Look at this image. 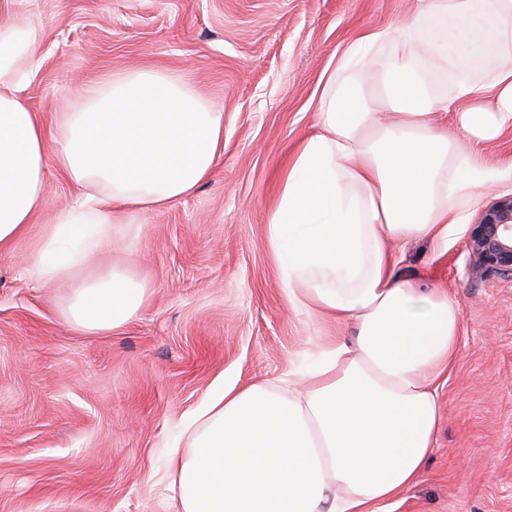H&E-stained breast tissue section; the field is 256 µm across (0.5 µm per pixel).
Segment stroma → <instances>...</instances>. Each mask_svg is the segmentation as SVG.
I'll use <instances>...</instances> for the list:
<instances>
[{
	"instance_id": "stroma-1",
	"label": "stroma",
	"mask_w": 512,
	"mask_h": 512,
	"mask_svg": "<svg viewBox=\"0 0 512 512\" xmlns=\"http://www.w3.org/2000/svg\"><path fill=\"white\" fill-rule=\"evenodd\" d=\"M421 0H0L38 50L24 92L47 121L104 73L154 66L224 114L195 191L113 231L148 288L120 329L84 334L56 289L0 253V512H170V450L225 384L311 362L351 326L291 311L268 240L283 161L314 129L339 45L392 27ZM468 225L403 271L461 305L459 353L439 384L441 427L419 482L389 512H512V284L471 273Z\"/></svg>"
}]
</instances>
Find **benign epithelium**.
Returning <instances> with one entry per match:
<instances>
[{
  "mask_svg": "<svg viewBox=\"0 0 512 512\" xmlns=\"http://www.w3.org/2000/svg\"><path fill=\"white\" fill-rule=\"evenodd\" d=\"M469 248L476 277L512 283V193L483 210L471 227Z\"/></svg>",
  "mask_w": 512,
  "mask_h": 512,
  "instance_id": "7a95c632",
  "label": "benign epithelium"
}]
</instances>
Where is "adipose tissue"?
I'll use <instances>...</instances> for the list:
<instances>
[{"label":"adipose tissue","mask_w":512,"mask_h":512,"mask_svg":"<svg viewBox=\"0 0 512 512\" xmlns=\"http://www.w3.org/2000/svg\"><path fill=\"white\" fill-rule=\"evenodd\" d=\"M36 50L32 29L0 28V250L29 241L23 274L58 289L62 321L109 332L147 296L112 260L113 227L208 177L223 114L149 66L101 76L47 123L20 95ZM371 67L391 102L383 122L359 91ZM316 116L284 163L270 245L291 308L354 335L208 402L170 464L178 512H381L424 473L461 306L401 274L394 245L447 244L484 190L512 181L477 150L512 131V0H426L396 28L363 30L337 51ZM51 164L81 192L41 224Z\"/></svg>","instance_id":"obj_1"}]
</instances>
